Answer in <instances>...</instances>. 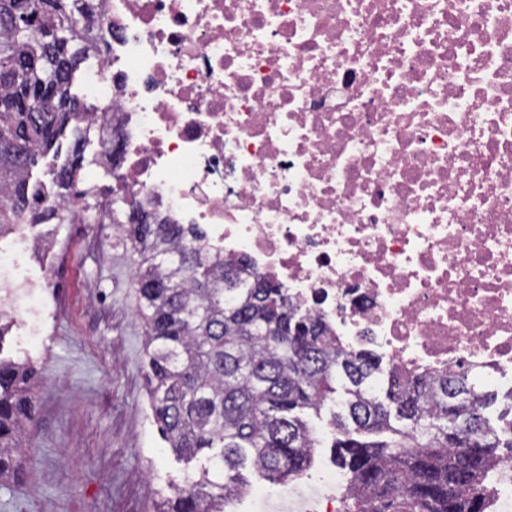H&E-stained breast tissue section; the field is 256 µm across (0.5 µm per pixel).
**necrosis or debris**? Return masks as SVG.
<instances>
[{"label":"necrosis or debris","instance_id":"obj_1","mask_svg":"<svg viewBox=\"0 0 512 512\" xmlns=\"http://www.w3.org/2000/svg\"><path fill=\"white\" fill-rule=\"evenodd\" d=\"M81 35L119 197L398 373L512 371V0H95ZM13 234L0 286L36 288Z\"/></svg>","mask_w":512,"mask_h":512}]
</instances>
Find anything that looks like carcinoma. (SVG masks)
<instances>
[{
	"instance_id": "1",
	"label": "carcinoma",
	"mask_w": 512,
	"mask_h": 512,
	"mask_svg": "<svg viewBox=\"0 0 512 512\" xmlns=\"http://www.w3.org/2000/svg\"><path fill=\"white\" fill-rule=\"evenodd\" d=\"M90 2L0 0V236L20 222L75 220L55 199L29 212L26 177L66 140L68 161L48 172L61 199L85 167L92 127L82 126L77 78ZM118 228L137 255L154 421L178 456L203 458L157 512H224L249 491L247 466L277 484L302 475L313 429L301 414L336 401L331 447L351 476L346 512H488L495 472L512 457V420L492 424L498 394L476 387L466 365L402 382L372 352L344 351L244 258L197 246L199 225L140 224L132 211ZM40 383L33 363L0 356V482L23 476Z\"/></svg>"
}]
</instances>
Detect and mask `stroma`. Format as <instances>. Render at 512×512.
Segmentation results:
<instances>
[{
  "label": "stroma",
  "instance_id": "1",
  "mask_svg": "<svg viewBox=\"0 0 512 512\" xmlns=\"http://www.w3.org/2000/svg\"><path fill=\"white\" fill-rule=\"evenodd\" d=\"M62 251L33 257L44 326L13 320L0 350L43 383L24 480L0 485V512H156L187 470L163 441L146 393L135 263L110 224H43Z\"/></svg>",
  "mask_w": 512,
  "mask_h": 512
}]
</instances>
